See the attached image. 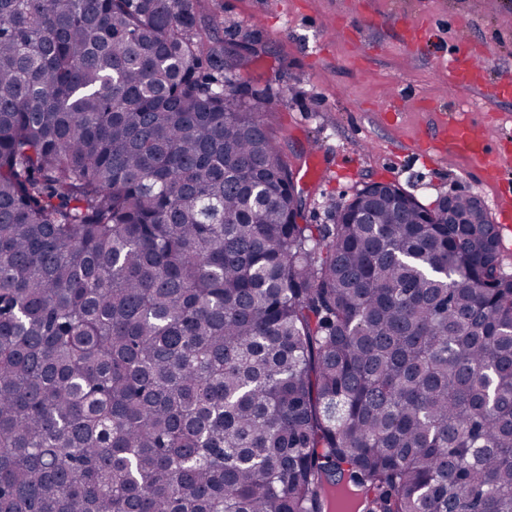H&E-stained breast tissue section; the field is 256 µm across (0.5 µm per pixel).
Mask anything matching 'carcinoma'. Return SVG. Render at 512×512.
I'll return each instance as SVG.
<instances>
[{"label": "carcinoma", "instance_id": "carcinoma-1", "mask_svg": "<svg viewBox=\"0 0 512 512\" xmlns=\"http://www.w3.org/2000/svg\"><path fill=\"white\" fill-rule=\"evenodd\" d=\"M198 0H0V512H512L474 196L302 224Z\"/></svg>", "mask_w": 512, "mask_h": 512}]
</instances>
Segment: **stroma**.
Here are the masks:
<instances>
[{
	"label": "stroma",
	"mask_w": 512,
	"mask_h": 512,
	"mask_svg": "<svg viewBox=\"0 0 512 512\" xmlns=\"http://www.w3.org/2000/svg\"><path fill=\"white\" fill-rule=\"evenodd\" d=\"M199 11L220 20L224 42L264 45L240 67L251 91L291 86L272 132L296 170L305 171L313 144L328 167L301 182L306 223H332L373 182L425 204L476 196L493 220L498 200L512 196V165L488 177L469 159L410 149L462 110L492 150L512 157V101L493 105L486 92L448 83V62L464 45L512 75V0H200Z\"/></svg>",
	"instance_id": "stroma-1"
}]
</instances>
